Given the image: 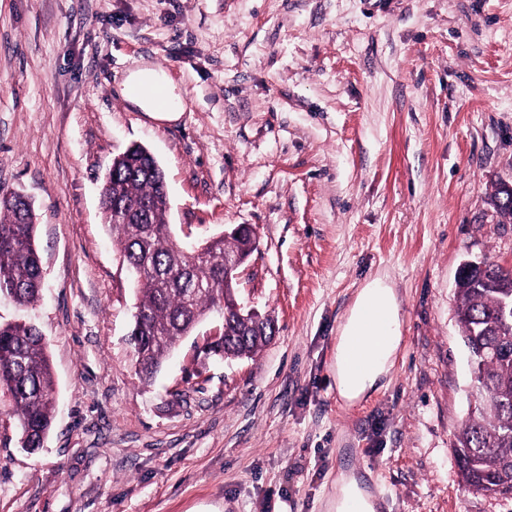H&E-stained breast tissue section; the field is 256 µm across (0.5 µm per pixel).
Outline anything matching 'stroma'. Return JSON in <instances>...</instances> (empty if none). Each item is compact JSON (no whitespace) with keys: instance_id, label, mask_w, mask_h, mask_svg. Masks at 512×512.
Segmentation results:
<instances>
[{"instance_id":"stroma-1","label":"stroma","mask_w":512,"mask_h":512,"mask_svg":"<svg viewBox=\"0 0 512 512\" xmlns=\"http://www.w3.org/2000/svg\"><path fill=\"white\" fill-rule=\"evenodd\" d=\"M138 59L174 81L178 120L124 98ZM134 143L179 240L256 229L235 288L275 321L256 355L204 357L212 313L141 380L139 292L100 205ZM510 177L512 0H0V188L33 202L44 269L0 321L45 336L55 396L36 453L0 415V512H336L343 472L383 512H512L454 451L477 402L456 272L512 269L490 204ZM377 277L402 340L347 404L336 342Z\"/></svg>"}]
</instances>
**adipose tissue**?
<instances>
[{
	"instance_id": "adipose-tissue-1",
	"label": "adipose tissue",
	"mask_w": 512,
	"mask_h": 512,
	"mask_svg": "<svg viewBox=\"0 0 512 512\" xmlns=\"http://www.w3.org/2000/svg\"><path fill=\"white\" fill-rule=\"evenodd\" d=\"M128 102L153 118L177 120L184 110L169 75L150 63L134 62L124 81ZM364 337L365 350L350 359L347 346ZM401 343L400 307L393 288L377 278L359 292L336 344V386L339 395L355 400L385 376Z\"/></svg>"
}]
</instances>
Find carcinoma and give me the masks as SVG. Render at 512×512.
Instances as JSON below:
<instances>
[{
    "instance_id": "obj_1",
    "label": "carcinoma",
    "mask_w": 512,
    "mask_h": 512,
    "mask_svg": "<svg viewBox=\"0 0 512 512\" xmlns=\"http://www.w3.org/2000/svg\"><path fill=\"white\" fill-rule=\"evenodd\" d=\"M101 207L117 235L140 292L130 344L142 378L152 380L208 312L237 300L224 288V255L255 250L250 225L227 241L187 248L167 221L168 190L151 151L137 146L114 158ZM33 206L16 191H0V298L37 302L43 267L36 247ZM512 292V270H473L457 281V321L479 389V405L456 435L458 475L472 491L512 498V330L501 303ZM272 339L266 326L232 314L219 357L254 354ZM0 393L8 396L20 438L30 448L52 426L53 383L44 338L25 323L0 322Z\"/></svg>"
}]
</instances>
